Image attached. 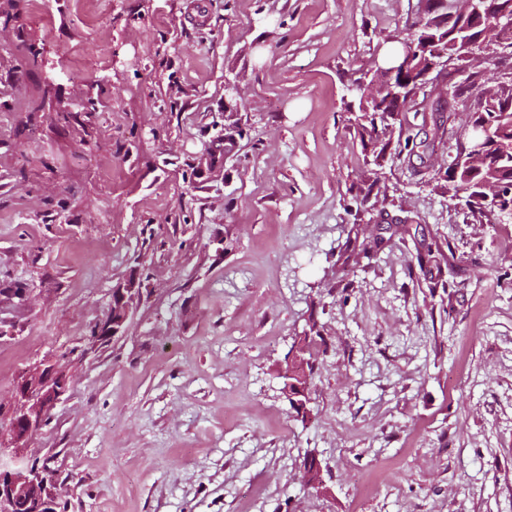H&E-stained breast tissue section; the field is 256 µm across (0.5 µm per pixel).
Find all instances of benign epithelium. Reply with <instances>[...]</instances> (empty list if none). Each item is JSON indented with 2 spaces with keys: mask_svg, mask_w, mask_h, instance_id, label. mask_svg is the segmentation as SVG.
<instances>
[{
  "mask_svg": "<svg viewBox=\"0 0 512 512\" xmlns=\"http://www.w3.org/2000/svg\"><path fill=\"white\" fill-rule=\"evenodd\" d=\"M460 136L466 138V152L476 155L487 148L488 131L479 125L461 128ZM140 294L139 283L133 277L112 289V305L107 320L94 327L90 347L113 341L123 335L133 301ZM71 377L66 366L56 362L45 367L27 369L21 376L11 404V425L7 446L0 450V512H13L15 502L25 498L31 489L40 491V500L33 512H54L58 502L56 480L50 470L34 463L27 456L32 438L43 427L50 411L70 391ZM282 392L291 405L306 410L310 395L300 383L285 385ZM304 483L319 489L323 482L321 465L307 458L303 465Z\"/></svg>",
  "mask_w": 512,
  "mask_h": 512,
  "instance_id": "1",
  "label": "benign epithelium"
}]
</instances>
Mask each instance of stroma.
Listing matches in <instances>:
<instances>
[{
    "mask_svg": "<svg viewBox=\"0 0 512 512\" xmlns=\"http://www.w3.org/2000/svg\"><path fill=\"white\" fill-rule=\"evenodd\" d=\"M418 3L51 0L49 35L0 0V443L23 371L67 359L29 448L65 512H512V219L441 189L423 98L363 203L342 101ZM132 275L125 336L88 348ZM309 334L303 419L280 374Z\"/></svg>",
    "mask_w": 512,
    "mask_h": 512,
    "instance_id": "obj_1",
    "label": "stroma"
}]
</instances>
